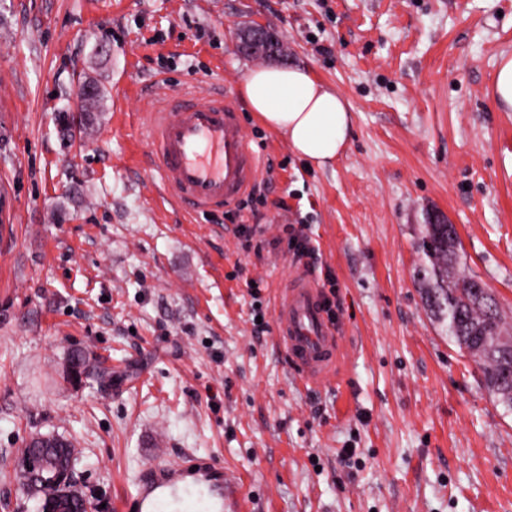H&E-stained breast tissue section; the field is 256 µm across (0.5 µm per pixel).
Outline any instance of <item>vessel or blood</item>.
Wrapping results in <instances>:
<instances>
[{
  "label": "vessel or blood",
  "mask_w": 512,
  "mask_h": 512,
  "mask_svg": "<svg viewBox=\"0 0 512 512\" xmlns=\"http://www.w3.org/2000/svg\"><path fill=\"white\" fill-rule=\"evenodd\" d=\"M147 146L168 192L195 213L236 205L257 181L258 160L223 90L183 89L150 106ZM277 337L290 367L307 380L329 377L339 336L324 315L313 279L296 272L275 311ZM224 478L197 457L143 469L124 512H225Z\"/></svg>",
  "instance_id": "vessel-or-blood-1"
}]
</instances>
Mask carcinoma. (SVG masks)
Returning a JSON list of instances; mask_svg holds the SVG:
<instances>
[{"label":"carcinoma","instance_id":"1","mask_svg":"<svg viewBox=\"0 0 512 512\" xmlns=\"http://www.w3.org/2000/svg\"><path fill=\"white\" fill-rule=\"evenodd\" d=\"M86 84L96 92L80 101L78 111L63 117L69 130H88L92 112L107 96V90L93 80L80 79L77 86ZM416 249L421 255L416 277L423 285L428 309L442 325L448 341L481 369L487 390L512 410V334L489 290L462 270L457 232L448 229L440 218L432 219L421 225ZM71 360L81 377L100 388L112 386L111 369L90 367L83 352L72 354Z\"/></svg>","mask_w":512,"mask_h":512}]
</instances>
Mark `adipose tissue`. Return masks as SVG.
<instances>
[{"mask_svg":"<svg viewBox=\"0 0 512 512\" xmlns=\"http://www.w3.org/2000/svg\"><path fill=\"white\" fill-rule=\"evenodd\" d=\"M239 93L255 119L282 136L292 154L323 169L343 155L353 114L346 99L303 68L256 67Z\"/></svg>","mask_w":512,"mask_h":512,"instance_id":"adipose-tissue-1","label":"adipose tissue"}]
</instances>
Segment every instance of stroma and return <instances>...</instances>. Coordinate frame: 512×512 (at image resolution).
I'll use <instances>...</instances> for the list:
<instances>
[{
    "instance_id": "1",
    "label": "stroma",
    "mask_w": 512,
    "mask_h": 512,
    "mask_svg": "<svg viewBox=\"0 0 512 512\" xmlns=\"http://www.w3.org/2000/svg\"><path fill=\"white\" fill-rule=\"evenodd\" d=\"M254 21L283 40L282 66L350 102L332 167H307L239 101ZM505 54L512 0H0V512H34L12 474L36 432L74 443L101 512L187 452L241 512H512V411L414 274L441 214L512 325V111L490 97ZM79 76L108 95L90 134L65 136ZM213 81L273 164L242 216L278 248L173 204L153 170L146 104ZM294 230L343 351L320 384L253 332L296 269ZM75 349L119 382L72 383Z\"/></svg>"
}]
</instances>
